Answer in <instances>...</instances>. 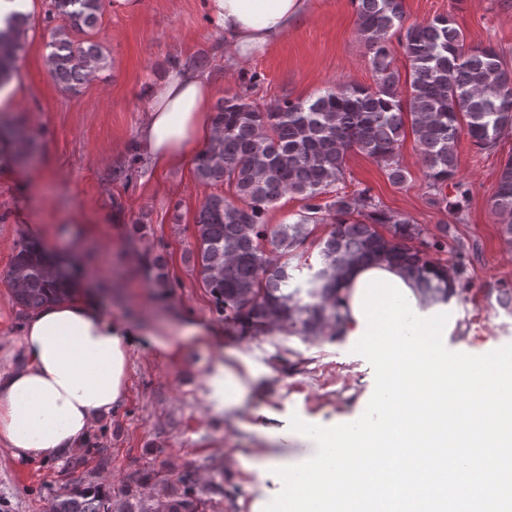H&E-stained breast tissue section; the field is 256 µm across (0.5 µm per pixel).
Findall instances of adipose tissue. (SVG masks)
Returning <instances> with one entry per match:
<instances>
[{
	"label": "adipose tissue",
	"instance_id": "obj_1",
	"mask_svg": "<svg viewBox=\"0 0 512 512\" xmlns=\"http://www.w3.org/2000/svg\"><path fill=\"white\" fill-rule=\"evenodd\" d=\"M214 29L239 57L273 45L302 19L309 0H205ZM214 88L205 75L171 69L148 91L147 117L138 137L154 168L192 158L214 134ZM344 321L337 334L358 338L381 366L384 389L377 406L391 436L366 428H337L301 463L280 461L286 496L255 501L251 512H291L293 495L321 488L339 500L356 471L382 456L398 465L401 448L418 437L424 470L458 465L455 449L439 436L440 404L470 401V417L457 434L494 448L499 427L498 377L502 362L476 366L467 359L435 370L440 343L459 330L454 300L424 298L403 269L385 261L352 266L338 280ZM131 337L108 319L89 291L31 312L20 336L0 350V448L13 457L44 458L77 451L97 419L126 395Z\"/></svg>",
	"mask_w": 512,
	"mask_h": 512
}]
</instances>
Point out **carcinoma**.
<instances>
[{"label":"carcinoma","instance_id":"obj_1","mask_svg":"<svg viewBox=\"0 0 512 512\" xmlns=\"http://www.w3.org/2000/svg\"><path fill=\"white\" fill-rule=\"evenodd\" d=\"M375 72V85L337 83L305 101L288 97L260 106L242 93L214 107L215 135L194 159L196 178L234 188L237 201L209 196L196 218L193 270L219 313H231L258 332L286 329L315 342L335 338L342 318L336 281L351 265L385 258L401 265L433 299L446 290L448 226L428 232L403 214L386 212L367 186L322 201L339 181L350 154H363L395 185L407 180L399 162L401 143L412 133L429 187L441 191L457 174L456 144L465 133L479 149L496 147L512 132V71L491 46H469L452 16L405 25L403 0H352ZM104 0H51L47 65L67 92H76L108 67L101 46L75 41L73 31L93 29ZM29 14L12 11L0 27V87L11 79L24 51ZM398 37L410 60L407 95L391 67ZM30 135L16 118L0 114V155L17 163ZM302 202L293 224H269L266 215L285 195ZM504 241L512 247V153L502 162L490 198ZM331 220L320 250V267L295 285L282 258L301 250L309 226ZM452 274L464 279L466 248L453 247ZM145 273L169 287L160 259L145 256ZM15 303L33 311L73 292L74 273L38 240L20 239L4 276ZM52 512H112V493L79 485L59 496Z\"/></svg>","mask_w":512,"mask_h":512}]
</instances>
